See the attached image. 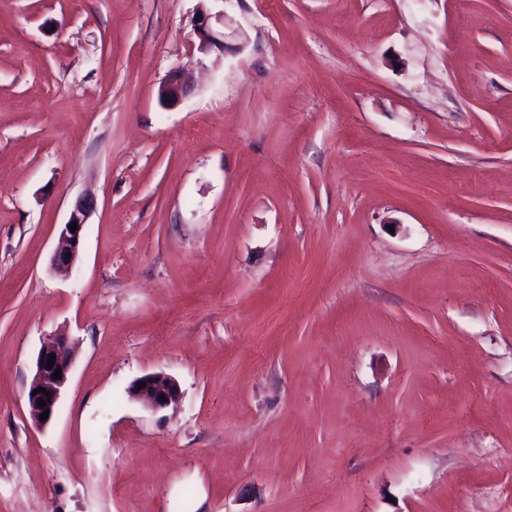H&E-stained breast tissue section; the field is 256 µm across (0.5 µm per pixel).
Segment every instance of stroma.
<instances>
[{
  "mask_svg": "<svg viewBox=\"0 0 512 512\" xmlns=\"http://www.w3.org/2000/svg\"><path fill=\"white\" fill-rule=\"evenodd\" d=\"M0 512H512V0H0ZM215 18V20H222L223 24H225L226 15L225 13H219L218 15L212 16L211 13H208L203 8L199 10L198 19H197V33L200 40V51L206 52L213 47L224 53L225 51V42H219L212 35L211 32V20ZM194 84L189 70L173 71L159 88V98L162 103L175 105L190 94ZM95 208L94 198L88 194L76 199L68 222L60 234L58 246L51 258V266L60 272H70L76 263L84 236L86 219ZM77 222V230L71 233L70 226ZM64 334L49 336L43 341L35 360V371L33 379L27 392V404L32 421L39 426L47 424L54 416L61 391L68 382L73 363V348ZM55 354V364L48 369L47 362L49 355ZM57 368H61V379H54L52 374ZM44 388L50 392V401L44 393L33 395V391ZM45 399L44 407L38 406V400ZM49 410L46 421H40V415ZM145 383V388L138 390V383ZM133 396L143 398L152 408L161 410L176 407L181 399V389L177 381L162 373L147 374L137 380L131 387ZM164 395V400L160 399Z\"/></svg>",
  "mask_w": 512,
  "mask_h": 512,
  "instance_id": "obj_1",
  "label": "stroma"
}]
</instances>
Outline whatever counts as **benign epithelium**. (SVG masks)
Instances as JSON below:
<instances>
[{"mask_svg":"<svg viewBox=\"0 0 512 512\" xmlns=\"http://www.w3.org/2000/svg\"><path fill=\"white\" fill-rule=\"evenodd\" d=\"M225 20L226 15L220 13L216 16L201 9L197 19V33L200 40V51L206 52L212 48L225 51V43L219 42L212 35L211 20ZM194 84L192 75L185 69L173 71L159 88L161 102L169 105L179 103L190 94ZM95 208L94 198L88 194L76 199L70 212L69 220L61 231L58 246L51 258V266L60 272H70L76 263L84 236L86 219ZM77 223V230L71 231L72 223ZM56 355L55 364L47 366L50 355ZM73 363V348L64 334H57L43 341L35 360L33 379L27 392V404L32 421L42 426L40 415L49 411L54 416L61 391L68 382ZM61 370V378L56 379L52 374ZM139 381L145 383V388L138 389V385L131 387L133 396L147 401L152 408L161 410L178 405L181 399V389L177 381L162 373L147 374ZM44 388L50 392V401L43 407L38 406V400L45 398L44 393L33 394V391Z\"/></svg>","mask_w":512,"mask_h":512,"instance_id":"benign-epithelium-1","label":"benign epithelium"}]
</instances>
